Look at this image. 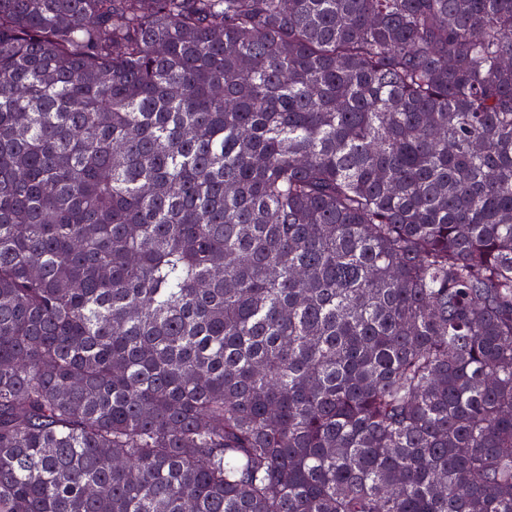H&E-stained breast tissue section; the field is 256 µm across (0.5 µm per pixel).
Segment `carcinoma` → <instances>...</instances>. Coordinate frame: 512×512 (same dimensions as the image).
I'll return each instance as SVG.
<instances>
[{"instance_id": "1", "label": "carcinoma", "mask_w": 512, "mask_h": 512, "mask_svg": "<svg viewBox=\"0 0 512 512\" xmlns=\"http://www.w3.org/2000/svg\"><path fill=\"white\" fill-rule=\"evenodd\" d=\"M0 512H512V0H0Z\"/></svg>"}]
</instances>
